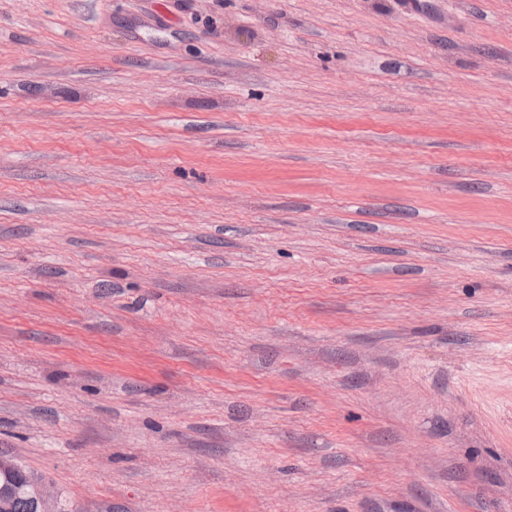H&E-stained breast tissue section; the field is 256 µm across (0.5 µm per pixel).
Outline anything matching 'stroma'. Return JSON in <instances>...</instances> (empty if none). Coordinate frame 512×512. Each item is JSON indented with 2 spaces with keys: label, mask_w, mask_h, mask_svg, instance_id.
Returning a JSON list of instances; mask_svg holds the SVG:
<instances>
[{
  "label": "stroma",
  "mask_w": 512,
  "mask_h": 512,
  "mask_svg": "<svg viewBox=\"0 0 512 512\" xmlns=\"http://www.w3.org/2000/svg\"><path fill=\"white\" fill-rule=\"evenodd\" d=\"M1 453L512 512V0H0Z\"/></svg>",
  "instance_id": "stroma-1"
}]
</instances>
